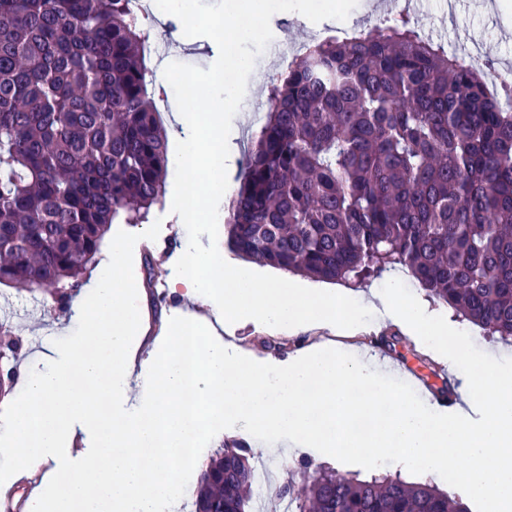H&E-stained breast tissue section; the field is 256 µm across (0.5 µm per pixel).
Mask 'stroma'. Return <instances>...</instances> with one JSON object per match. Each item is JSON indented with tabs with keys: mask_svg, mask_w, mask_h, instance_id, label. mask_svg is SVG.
Masks as SVG:
<instances>
[{
	"mask_svg": "<svg viewBox=\"0 0 512 512\" xmlns=\"http://www.w3.org/2000/svg\"><path fill=\"white\" fill-rule=\"evenodd\" d=\"M500 2L412 0L410 14L424 39L440 44L450 52L464 42L479 46L484 58L493 61L496 69H512V9L500 10ZM388 18L389 12L379 0H357L355 8L343 21L327 19L314 23L296 12H280L272 17L273 38L257 57L244 99L232 120L229 140L236 145L237 151L227 163L231 189L239 188L246 155L255 145L260 126L259 111L267 103L268 78L271 73L286 70L288 66L279 53L280 45L299 49L311 39L336 36L344 29L367 31ZM150 30L154 41L167 49L166 54L152 60V71L158 75L172 62L206 69L218 57V48L211 39L198 37L187 41L179 19L173 15L158 13ZM116 238L126 247L132 274L144 282L149 292L147 304L152 326L158 328L166 321H182L190 304L172 288L183 271V246L188 240L179 215L166 204L153 208L145 223L112 225L98 254L99 259H106ZM153 265L159 267V276H150L149 268ZM70 316V311L61 310L51 296L41 294L34 298L0 285V324L11 326L13 334L21 336L20 359L37 357L49 343L57 341L60 330L76 333L79 326L71 322ZM224 332L231 335L234 344L242 349L281 359L309 343L305 334L287 335L250 323L225 327ZM361 344L378 358L412 366L435 400L447 397L449 389L458 386L447 365L435 360L415 338L398 328L370 325Z\"/></svg>",
	"mask_w": 512,
	"mask_h": 512,
	"instance_id": "obj_1",
	"label": "stroma"
}]
</instances>
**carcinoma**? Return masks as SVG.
Instances as JSON below:
<instances>
[{
    "label": "carcinoma",
    "mask_w": 512,
    "mask_h": 512,
    "mask_svg": "<svg viewBox=\"0 0 512 512\" xmlns=\"http://www.w3.org/2000/svg\"><path fill=\"white\" fill-rule=\"evenodd\" d=\"M132 0H0V284L81 287L116 220L163 203L168 141ZM512 84L410 19L311 41L269 108L225 216L237 255L345 282L406 267L430 295L512 342ZM227 444L195 512H251L255 466ZM309 471L295 512H469L429 482Z\"/></svg>",
    "instance_id": "obj_1"
}]
</instances>
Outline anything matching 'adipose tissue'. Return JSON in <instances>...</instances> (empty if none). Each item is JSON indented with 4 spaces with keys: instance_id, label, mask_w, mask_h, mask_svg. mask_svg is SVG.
<instances>
[{
    "instance_id": "ef3b65f1",
    "label": "adipose tissue",
    "mask_w": 512,
    "mask_h": 512,
    "mask_svg": "<svg viewBox=\"0 0 512 512\" xmlns=\"http://www.w3.org/2000/svg\"><path fill=\"white\" fill-rule=\"evenodd\" d=\"M188 301L217 318L247 320L298 334L329 328L356 333L364 313L405 327L461 381L453 408L396 386L374 359L326 346L288 360L244 353L213 339L198 317L165 327L130 398L127 368L141 347V286L122 242L73 308L77 336L17 375L12 410L0 415V492L37 475L25 512H176L193 493L186 449L223 426L276 454L303 448L374 466L397 449L404 470L461 480L488 512H512V359L476 354V328L463 327L405 290L390 287L359 301L318 283L284 285L251 267L228 264L215 248L188 242L179 281Z\"/></svg>"
}]
</instances>
